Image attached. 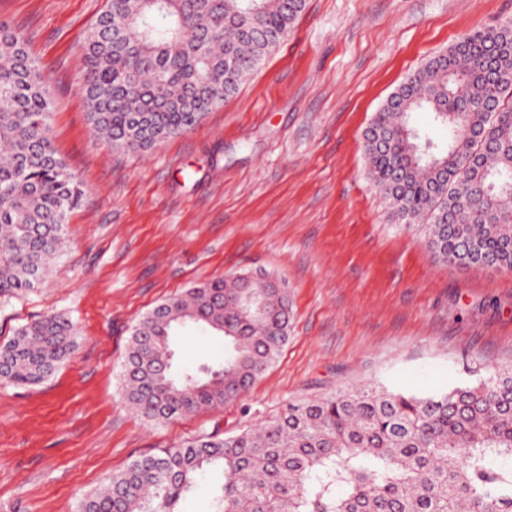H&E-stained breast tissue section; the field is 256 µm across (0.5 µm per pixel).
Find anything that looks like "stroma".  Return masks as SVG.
I'll return each instance as SVG.
<instances>
[{
	"mask_svg": "<svg viewBox=\"0 0 512 512\" xmlns=\"http://www.w3.org/2000/svg\"><path fill=\"white\" fill-rule=\"evenodd\" d=\"M104 5L0 0L49 78L54 146L86 186L45 282L0 305V344L49 313L76 326L53 377L0 382V512H77L139 456L341 388L439 394L512 367V271L434 260L418 225L390 220L363 149L398 85L463 35L512 21V0H307L223 107L147 151L89 130L80 43ZM259 269L292 301L276 363L221 411L136 415L119 378L136 322L202 281ZM171 342L178 370L224 361L211 331Z\"/></svg>",
	"mask_w": 512,
	"mask_h": 512,
	"instance_id": "1",
	"label": "stroma"
}]
</instances>
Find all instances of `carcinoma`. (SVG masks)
Returning a JSON list of instances; mask_svg holds the SVG:
<instances>
[{"label":"carcinoma","instance_id":"carcinoma-1","mask_svg":"<svg viewBox=\"0 0 512 512\" xmlns=\"http://www.w3.org/2000/svg\"><path fill=\"white\" fill-rule=\"evenodd\" d=\"M306 0H106L82 39L92 132L147 151L234 96L288 35ZM424 110L445 146L410 124ZM49 79L0 20V303L38 287L59 255L82 182L51 136ZM370 178L400 224L422 219L434 259L512 271V23L461 38L402 83L364 133ZM288 288L269 273L213 279L155 306L132 329L121 379L150 423L219 410L288 341ZM224 337L217 367L178 374L172 333ZM76 328L46 315L0 345V380L37 385L73 351ZM207 470L213 512H512V368L417 396L372 387L290 404L259 429L201 433L134 459L78 512H180Z\"/></svg>","mask_w":512,"mask_h":512}]
</instances>
